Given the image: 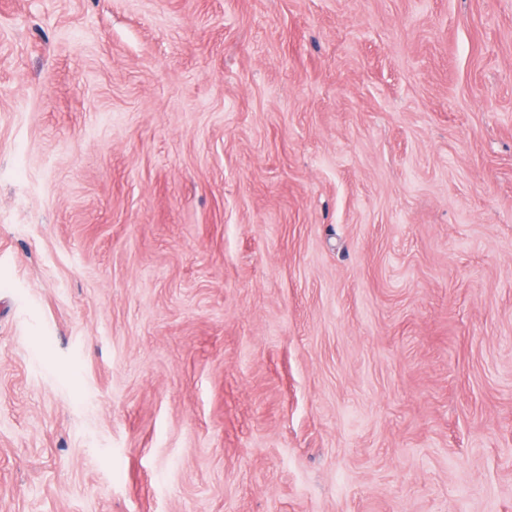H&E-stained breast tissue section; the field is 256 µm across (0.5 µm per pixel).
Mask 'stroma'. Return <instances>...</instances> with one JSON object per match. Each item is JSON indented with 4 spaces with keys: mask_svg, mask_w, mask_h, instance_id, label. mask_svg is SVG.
<instances>
[{
    "mask_svg": "<svg viewBox=\"0 0 512 512\" xmlns=\"http://www.w3.org/2000/svg\"><path fill=\"white\" fill-rule=\"evenodd\" d=\"M0 512H512V0H0Z\"/></svg>",
    "mask_w": 512,
    "mask_h": 512,
    "instance_id": "1",
    "label": "stroma"
}]
</instances>
